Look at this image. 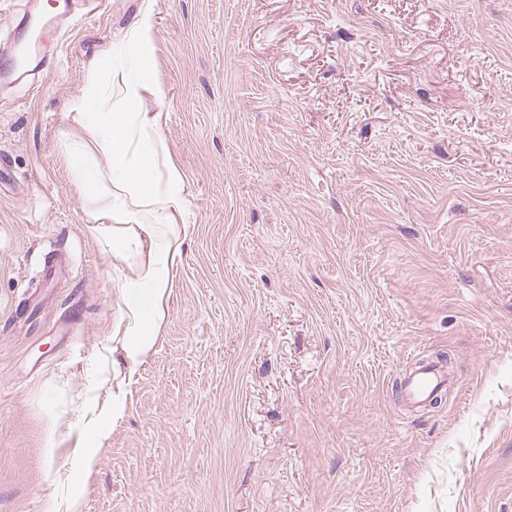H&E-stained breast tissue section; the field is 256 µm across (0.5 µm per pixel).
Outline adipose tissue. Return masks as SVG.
I'll return each instance as SVG.
<instances>
[{"instance_id": "1", "label": "adipose tissue", "mask_w": 512, "mask_h": 512, "mask_svg": "<svg viewBox=\"0 0 512 512\" xmlns=\"http://www.w3.org/2000/svg\"><path fill=\"white\" fill-rule=\"evenodd\" d=\"M155 39L151 0H142L137 16L118 43L106 67H94L69 109L84 130V142L71 156L79 187H91L93 199L108 200L113 223L129 225L149 242L138 252L136 271L121 291V316L130 340L124 347L131 363L148 353L162 315L169 281L168 260L176 242L175 227L187 199L175 167L159 171L151 144L158 121L142 112L144 92L162 96L152 75ZM118 75V105H108L100 86L103 70Z\"/></svg>"}]
</instances>
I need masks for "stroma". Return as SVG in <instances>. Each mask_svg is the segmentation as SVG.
Masks as SVG:
<instances>
[{
  "instance_id": "35a3bbf8",
  "label": "stroma",
  "mask_w": 512,
  "mask_h": 512,
  "mask_svg": "<svg viewBox=\"0 0 512 512\" xmlns=\"http://www.w3.org/2000/svg\"><path fill=\"white\" fill-rule=\"evenodd\" d=\"M140 4L0 84V512H512V0H155L188 207L133 365L68 102ZM449 380L448 372L437 364H415L401 380L400 396L413 409L425 408L446 391ZM89 427L84 431L81 437L82 448H80V458L85 469L90 470L96 456V448L93 447L94 440L101 431V423L91 420Z\"/></svg>"
}]
</instances>
